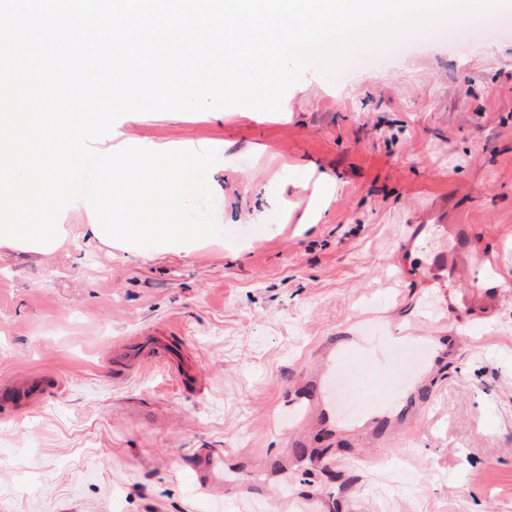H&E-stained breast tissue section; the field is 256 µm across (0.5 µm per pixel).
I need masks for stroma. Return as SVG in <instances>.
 <instances>
[{
  "instance_id": "1",
  "label": "stroma",
  "mask_w": 512,
  "mask_h": 512,
  "mask_svg": "<svg viewBox=\"0 0 512 512\" xmlns=\"http://www.w3.org/2000/svg\"><path fill=\"white\" fill-rule=\"evenodd\" d=\"M284 98L102 138L222 144L170 184L210 227L191 255L86 246L82 199L51 256L0 251V380L49 381L0 409V512H512V7L309 68ZM426 307L484 315L393 348L402 388L356 418L292 409L325 351Z\"/></svg>"
}]
</instances>
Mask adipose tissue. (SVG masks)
<instances>
[{
	"mask_svg": "<svg viewBox=\"0 0 512 512\" xmlns=\"http://www.w3.org/2000/svg\"><path fill=\"white\" fill-rule=\"evenodd\" d=\"M142 154L137 146H130L131 165L120 166L111 153L95 159L92 169L97 190L111 191L113 181H120L122 192L113 193L112 208L118 214L115 224H89L84 234L90 245L103 244L118 250L132 252L144 243L175 251L187 250L189 244L205 241L206 228L201 224H181L177 218L187 208L185 196L166 194L165 185L171 177L165 166H135ZM134 208L159 209L171 216L168 224H135L130 219Z\"/></svg>",
	"mask_w": 512,
	"mask_h": 512,
	"instance_id": "1",
	"label": "adipose tissue"
}]
</instances>
